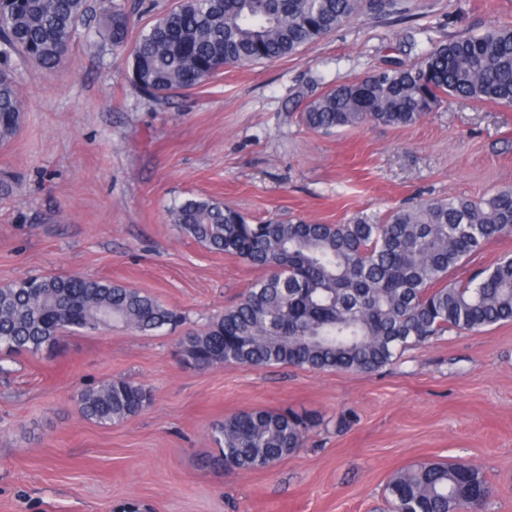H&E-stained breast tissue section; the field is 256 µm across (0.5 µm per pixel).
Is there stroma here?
<instances>
[{"label": "stroma", "mask_w": 512, "mask_h": 512, "mask_svg": "<svg viewBox=\"0 0 512 512\" xmlns=\"http://www.w3.org/2000/svg\"><path fill=\"white\" fill-rule=\"evenodd\" d=\"M511 24L512 0H402L297 54L154 101L129 52L73 43L46 73L18 62L25 112L0 145V285L41 274L107 278L201 327L261 275L183 236L170 210L209 198L260 220H375L424 198L512 187V108L445 96L409 127L306 129L304 104L417 60L429 43ZM180 335L121 326L62 349L0 358V512H384L398 470L462 460L512 512V323L454 331L372 372L186 365ZM117 376L151 405L102 426L79 398ZM263 408L312 418L295 453L262 470L208 467L213 422Z\"/></svg>", "instance_id": "stroma-1"}]
</instances>
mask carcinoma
<instances>
[{
	"mask_svg": "<svg viewBox=\"0 0 512 512\" xmlns=\"http://www.w3.org/2000/svg\"><path fill=\"white\" fill-rule=\"evenodd\" d=\"M397 0H178L132 38L131 12L103 8L96 33L130 49L131 79L162 99L200 86L225 67L296 54L367 11ZM90 12L88 0H0V144L20 128L24 103L14 57L53 71L67 57ZM452 95L512 107V25L433 43L417 61L343 82L305 104L302 123L332 133L367 123L409 126ZM180 233L238 257L263 275L239 301L179 342L202 369L237 364L312 371L373 372L402 350L445 333L478 332L512 322V255L465 279L451 278L489 242L512 235V188L475 200H424L384 221L344 224L306 219L253 223L210 199L173 208ZM141 334L177 329L186 316L154 296L78 274L24 277L0 286V351L36 355L67 333L112 324ZM152 401L144 384L115 378L81 394V414L115 424ZM309 421L286 411H240L212 424L217 466L268 468L304 444ZM389 512H469L492 494L465 461H425L396 472Z\"/></svg>",
	"mask_w": 512,
	"mask_h": 512,
	"instance_id": "cac0c4a2",
	"label": "carcinoma"
}]
</instances>
